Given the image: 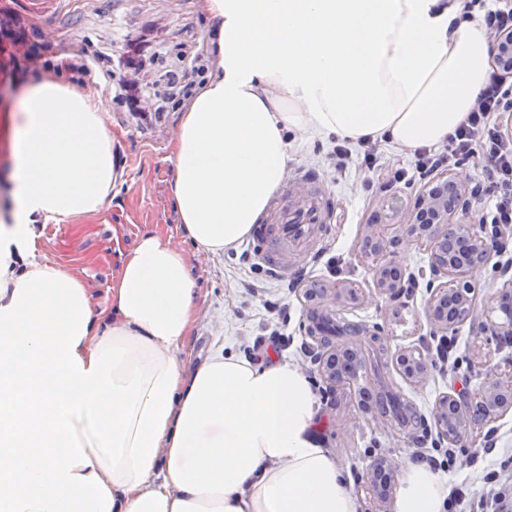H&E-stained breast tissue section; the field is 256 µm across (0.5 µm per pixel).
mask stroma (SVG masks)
Returning a JSON list of instances; mask_svg holds the SVG:
<instances>
[{
    "label": "stroma",
    "mask_w": 512,
    "mask_h": 512,
    "mask_svg": "<svg viewBox=\"0 0 512 512\" xmlns=\"http://www.w3.org/2000/svg\"><path fill=\"white\" fill-rule=\"evenodd\" d=\"M1 5L27 16L33 29L50 33L57 51L105 55L113 42L124 36L147 35L161 42L167 63L173 64L185 51H197L206 45L208 24L198 0H0ZM107 124L122 134L118 148L119 162L124 167L122 183L94 217L78 225H45L38 241L40 255L82 277L95 299L101 301L122 252L131 248L143 232L161 231L173 246L191 252L202 300L199 319L186 341L187 351L196 360L224 348L241 356L246 347L257 338L268 337L272 330L290 336L291 342L280 357L308 376L319 397L320 419L315 435L347 471L349 488L363 512H372L374 504L360 483L371 460L388 455L402 466L417 456L435 455L436 448L432 436L413 438L364 413L359 405L360 388H373L382 377L392 380L402 397L413 401L428 418L450 382L475 389L483 381L470 360L469 348L475 336L466 325L454 333L458 356L455 365L433 369L428 383L421 387L405 382L388 361L381 375L366 374L362 386L330 393L316 365L307 357V350L315 348L316 343L308 333L310 306L303 296V283L308 280L331 286L350 282L369 287L371 275L357 257L358 239L366 218L377 209L384 193L368 190L363 177L354 172H334L328 158L333 140L290 135V166L315 169L336 199L324 232L301 259L299 282L290 288L249 255L248 243L220 255L194 254L170 197L173 171L167 156L176 133V112L163 113L159 121L146 123L114 107ZM332 256L340 260L335 273L326 265ZM398 258L417 282L403 306L392 308L377 298L368 304L334 305L330 311L334 316L362 322L367 333L356 341L359 352H366L369 332L378 329L389 352L417 348L433 355L439 339L431 335L425 317L427 256L409 246L400 249ZM271 302L276 303V311L268 310ZM475 446L479 450L477 458H458L447 475L449 484L465 485L476 494L483 487V474L495 469L497 455L484 452L483 441H476Z\"/></svg>",
    "instance_id": "1"
}]
</instances>
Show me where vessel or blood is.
Instances as JSON below:
<instances>
[{
  "label": "vessel or blood",
  "instance_id": "1",
  "mask_svg": "<svg viewBox=\"0 0 512 512\" xmlns=\"http://www.w3.org/2000/svg\"><path fill=\"white\" fill-rule=\"evenodd\" d=\"M333 208L334 196L320 186L315 172L303 167L289 171L266 223L254 228V255L275 274L287 276L289 254L308 244L318 226L329 222Z\"/></svg>",
  "mask_w": 512,
  "mask_h": 512
}]
</instances>
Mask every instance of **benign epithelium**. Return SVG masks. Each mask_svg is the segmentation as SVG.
<instances>
[{"label": "benign epithelium", "instance_id": "benign-epithelium-1", "mask_svg": "<svg viewBox=\"0 0 512 512\" xmlns=\"http://www.w3.org/2000/svg\"><path fill=\"white\" fill-rule=\"evenodd\" d=\"M492 51L496 73L512 76V36L497 39ZM476 199L474 188L458 173L432 182L410 203H403L395 195L383 198L380 209L363 225L359 245V256L371 273L372 290L365 292L353 284L317 289L309 284L303 291L305 299L317 307L330 297L362 304L378 297L391 305L398 303L411 276L395 254L401 246L415 245L428 259L429 299L425 315L431 333L446 336L468 322L480 334L496 336L504 344L512 342V315H503L501 322L489 318L500 300L512 297V279L498 286L488 304L477 302L473 273L507 252L508 237L494 227L466 221ZM398 215L405 219L396 224L393 219ZM351 352L352 348L343 344L328 345L312 353L329 389L351 381L342 368ZM393 363L402 379L412 386H423L430 378L431 365L417 348L398 350ZM477 364L485 370L480 391L453 389L435 405L432 419L438 446L454 448L463 439L482 434L485 427L512 410V367L494 364L487 355ZM396 475L397 464L387 456L375 458L365 469L361 482L373 497L374 512H387Z\"/></svg>", "mask_w": 512, "mask_h": 512}]
</instances>
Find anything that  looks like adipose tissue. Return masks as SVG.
Masks as SVG:
<instances>
[{
    "label": "adipose tissue",
    "mask_w": 512,
    "mask_h": 512,
    "mask_svg": "<svg viewBox=\"0 0 512 512\" xmlns=\"http://www.w3.org/2000/svg\"><path fill=\"white\" fill-rule=\"evenodd\" d=\"M439 0H199L210 72L180 112L170 194L196 251L235 249L290 160L285 134L440 146L490 76L480 19ZM23 86L0 212V512H361L315 438L320 405L288 361L185 343L201 292L157 232L105 303L42 260L47 224L98 213L123 176L109 104L60 76ZM448 478L407 463L393 512H446Z\"/></svg>",
    "instance_id": "1"
}]
</instances>
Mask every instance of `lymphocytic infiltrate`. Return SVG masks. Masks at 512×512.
Masks as SVG:
<instances>
[{"instance_id":"lymphocytic-infiltrate-1","label":"lymphocytic infiltrate","mask_w":512,"mask_h":512,"mask_svg":"<svg viewBox=\"0 0 512 512\" xmlns=\"http://www.w3.org/2000/svg\"><path fill=\"white\" fill-rule=\"evenodd\" d=\"M462 15L466 18L481 16L488 40L501 33L512 32V0H462ZM26 18L4 7L0 9V56L7 57L12 74L24 77L36 73L49 43H29ZM207 66L203 53L184 55L181 65L166 71L163 82L170 101L187 98L196 77L205 74ZM512 116V80L490 75L489 81L477 96L467 124L459 127L439 150H415L413 169H385L380 163L376 143L364 139L359 151H352L348 143H339L330 154L334 169L344 171L350 164L372 174L379 188L396 183H410L430 178L442 169L460 170L469 166L475 157H482L485 179L476 192L488 201L489 208L482 216L485 224L498 225L504 232H512V130L505 118ZM485 488L473 497L466 486L451 488L449 507L466 505L468 512H512V448L498 451L497 467L484 474Z\"/></svg>"}]
</instances>
